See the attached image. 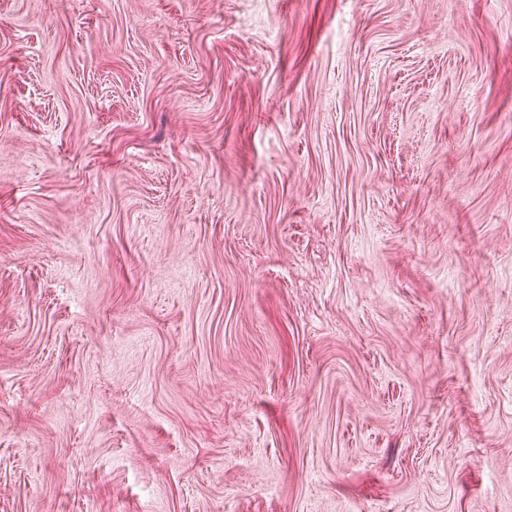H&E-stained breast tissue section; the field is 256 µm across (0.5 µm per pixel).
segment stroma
<instances>
[{"label":"stroma","instance_id":"obj_1","mask_svg":"<svg viewBox=\"0 0 512 512\" xmlns=\"http://www.w3.org/2000/svg\"><path fill=\"white\" fill-rule=\"evenodd\" d=\"M0 512H512V0H0Z\"/></svg>","mask_w":512,"mask_h":512}]
</instances>
